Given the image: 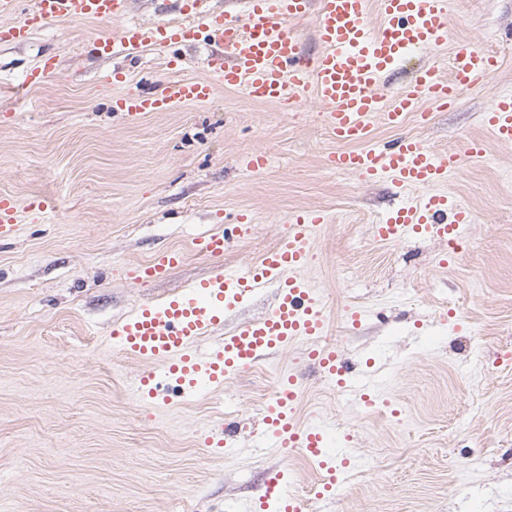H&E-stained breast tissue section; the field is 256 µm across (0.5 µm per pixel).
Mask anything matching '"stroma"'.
<instances>
[{"mask_svg":"<svg viewBox=\"0 0 512 512\" xmlns=\"http://www.w3.org/2000/svg\"><path fill=\"white\" fill-rule=\"evenodd\" d=\"M119 27L69 20L0 43V193L18 205L15 234L0 241V512H224L228 502L258 505L281 470L299 489L323 475L302 451L252 446L285 372L301 385L297 420L348 438L359 459L331 498L304 512H512V364L503 361L512 354V145L490 142L483 121L495 97L512 93V0H453L447 46L381 82L396 93L417 63L448 75L461 42L505 60L454 109L404 128L439 151L489 142L444 187L473 216L466 251L446 266L433 238L374 240L372 224L417 193L328 170L338 144L313 93L294 110L221 89L204 105L113 111L129 90L155 94L177 81L169 55L193 60L188 74L202 78L211 52L201 41L130 57L89 51ZM49 55L56 75L14 93ZM258 151L268 163L255 172L246 161ZM36 200L44 210L32 209ZM241 209L254 218L242 233L233 228ZM311 209L327 217L304 272L328 311L322 342L382 367L377 405L330 392L305 339L192 402L136 396L133 382L152 364L120 351L111 332L138 304L211 273L217 263L196 254L194 239L229 230L220 264L244 268L276 245L291 212ZM167 251L181 264L138 279L137 266ZM351 307L362 313L355 328L344 319ZM225 421L237 426L228 458L200 442Z\"/></svg>","mask_w":512,"mask_h":512,"instance_id":"1","label":"stroma"}]
</instances>
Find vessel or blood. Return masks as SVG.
I'll use <instances>...</instances> for the list:
<instances>
[{
  "mask_svg": "<svg viewBox=\"0 0 512 512\" xmlns=\"http://www.w3.org/2000/svg\"><path fill=\"white\" fill-rule=\"evenodd\" d=\"M128 0H0V15L18 14V21L0 27L1 42H23L35 29L63 20L117 21L116 36L94 41L102 56L162 49L183 41L201 40L217 48L205 63V78H185L160 95L130 92L116 99L115 110L137 115L164 112L175 103H208L217 88L243 90L256 100L293 108L306 91H314L324 110L328 133L342 143L329 155L330 168L365 182L388 177L403 188L423 190L422 198L390 210L373 225L379 242H395L410 233L442 242L455 240L471 214L458 208L447 223L448 197L440 193L450 173L465 161L483 157L488 141L512 144V95L499 96L484 116L489 140H468L463 152L439 153L423 140L402 134L409 117L423 104L445 109L463 91L484 84L504 65L502 57L468 42L460 43L451 59L449 78L430 66L413 71L393 98L379 90L382 76L410 54L433 51L448 41V0H244L241 19L228 20L213 12L209 0H181L180 25L128 24ZM377 9L378 24L369 11ZM313 17L318 52L300 50L289 22ZM396 130L395 140L374 143V121ZM16 202L0 196V240L13 236ZM326 218L322 211H297L274 248L240 271L216 270L207 279L161 303H142L117 329L113 342L136 357L156 360L158 369L137 381L139 395L167 403L170 395L188 401L200 389L221 387L230 374L259 361L299 339H321L327 318L314 289L303 277L313 252L312 233ZM227 238L215 231L196 240L198 254L213 260L224 256ZM181 256L169 252L138 266L139 278L164 275ZM278 288V303L263 319L226 332L218 343L199 347L198 341L237 306L268 285ZM309 358L322 377L334 380L339 392L357 403H370L380 374L350 368L335 347L313 349ZM298 399L295 378L278 388L265 408L264 448L302 449L309 460L327 468L320 496L334 494L346 473L357 464L351 450L332 448L327 433L315 424L300 425L294 417ZM265 500L281 512H302L304 503L292 493L283 473L267 482Z\"/></svg>",
  "mask_w": 512,
  "mask_h": 512,
  "instance_id": "b4317fda",
  "label": "vessel or blood"
}]
</instances>
